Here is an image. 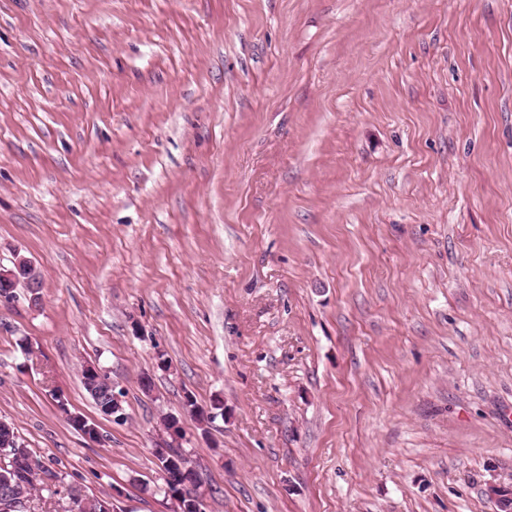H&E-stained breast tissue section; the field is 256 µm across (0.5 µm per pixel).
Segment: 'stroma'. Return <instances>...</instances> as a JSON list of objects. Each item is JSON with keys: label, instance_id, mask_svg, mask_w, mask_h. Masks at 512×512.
Wrapping results in <instances>:
<instances>
[{"label": "stroma", "instance_id": "obj_1", "mask_svg": "<svg viewBox=\"0 0 512 512\" xmlns=\"http://www.w3.org/2000/svg\"><path fill=\"white\" fill-rule=\"evenodd\" d=\"M18 255L42 288L0 302V421L61 477L35 512H176L166 414L208 512H495L512 0H0Z\"/></svg>", "mask_w": 512, "mask_h": 512}]
</instances>
